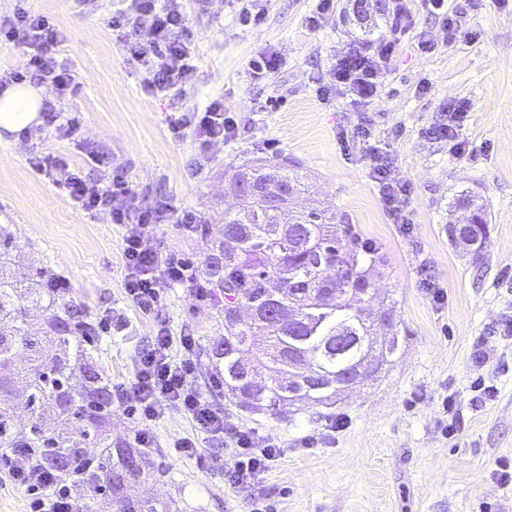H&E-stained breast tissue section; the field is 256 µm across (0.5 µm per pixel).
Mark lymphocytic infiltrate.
Segmentation results:
<instances>
[{"label": "lymphocytic infiltrate", "instance_id": "f902f5d3", "mask_svg": "<svg viewBox=\"0 0 512 512\" xmlns=\"http://www.w3.org/2000/svg\"><path fill=\"white\" fill-rule=\"evenodd\" d=\"M388 22L391 37L388 40L340 52L334 68V87L320 88V96L339 92L352 103L370 106L384 94V76L394 58L396 46L411 25L408 0H388ZM110 29L124 31L123 50L139 61L144 69L142 84L151 95L176 96L190 84L196 72L192 48L182 34L187 27V14L182 0H130L126 12L107 18ZM5 40L23 49V59L10 77L21 80L34 78L50 84L57 97L73 91L70 71L54 59L57 47L63 41L60 29L48 19L25 8H17L13 15L0 18V41ZM169 130L174 137L193 131L202 144L231 141L236 135V122L224 108L223 99H213L204 110L182 111L172 107ZM357 138L365 141L364 157L369 174L378 186L388 213L394 223H407V189L392 175V165L378 147L372 145L371 130L359 127ZM33 169L40 172H65L63 187L69 199L85 210L108 211L113 223L123 225L124 281L126 292L144 312L154 310L164 285L189 281L190 268L181 260L161 261L158 254L148 249L144 241L159 224H176L184 232H196L202 222L194 211L173 210L160 202L153 207L140 205L122 174L113 175L108 182L90 179L82 170H68L64 158L53 155L35 156L30 160ZM164 267V279H157L155 270ZM172 338L158 331L151 345L138 359L137 373L129 386L121 388L122 401L133 403L143 422L160 416L166 405H179L192 419L195 427L213 444L232 445L237 450L233 465L224 472L232 484L244 477L264 471L276 455L272 445L257 444L248 430H230L224 426L223 415L215 412L196 389L191 377L189 360L174 361L170 349Z\"/></svg>", "mask_w": 512, "mask_h": 512}]
</instances>
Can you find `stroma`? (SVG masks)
<instances>
[{
  "label": "stroma",
  "instance_id": "stroma-1",
  "mask_svg": "<svg viewBox=\"0 0 512 512\" xmlns=\"http://www.w3.org/2000/svg\"><path fill=\"white\" fill-rule=\"evenodd\" d=\"M184 5L197 80L182 104L200 110L223 98L237 122L226 144L204 148L193 132L171 135L167 99L145 93L140 63L102 23L122 0H26L64 34L57 59L71 69L74 91L57 106L80 113L81 143L110 161L92 178L117 170L143 204L197 212L205 230L161 224L150 244L162 258L198 268L222 236L225 211L238 207L227 190L234 168L291 161L306 185L295 207L346 215L382 255L376 286L396 307L398 349L375 379L334 404L281 415L238 409L198 353L223 336V313L186 284L163 289L155 310L141 312L124 288L122 226L73 205L29 164L31 154L51 153L86 165L81 144L42 125L0 141V224L15 236L13 279L29 283L40 266L67 278L66 300L94 325V358L116 388L133 381L139 353L166 329L173 360L190 359L195 384L225 426L277 447L267 471L232 486L224 480L229 450L214 447L182 409L169 407L146 427L113 405V440L133 443L145 427L152 433L151 475L136 496L170 512H512V335L502 331L512 321V0H477L469 29L453 36L423 0H412L414 24L396 47L384 96L368 107L321 98L319 89L331 83L339 51L388 37L386 11L374 0L361 14L354 0H336L316 27L315 0H266L264 20L249 27L238 20L240 0ZM424 40L432 51L421 50ZM269 51L281 68L254 86L248 62ZM452 100L470 110L449 142L434 129ZM364 122L407 187L408 225L392 222L362 144L343 139ZM464 192L488 215L477 254L448 240L458 218L452 203ZM185 336L197 352L185 353ZM479 381L493 387L489 399L476 398ZM185 438L194 455L177 450Z\"/></svg>",
  "mask_w": 512,
  "mask_h": 512
}]
</instances>
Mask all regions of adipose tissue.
Listing matches in <instances>:
<instances>
[{"label":"adipose tissue","mask_w":512,"mask_h":512,"mask_svg":"<svg viewBox=\"0 0 512 512\" xmlns=\"http://www.w3.org/2000/svg\"><path fill=\"white\" fill-rule=\"evenodd\" d=\"M43 87L13 81L0 89V141L41 124Z\"/></svg>","instance_id":"adipose-tissue-1"}]
</instances>
